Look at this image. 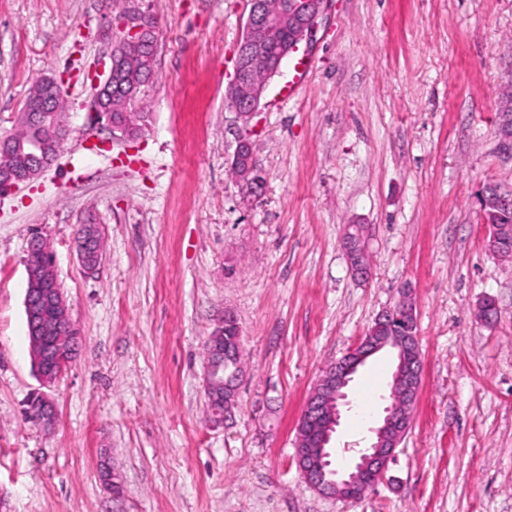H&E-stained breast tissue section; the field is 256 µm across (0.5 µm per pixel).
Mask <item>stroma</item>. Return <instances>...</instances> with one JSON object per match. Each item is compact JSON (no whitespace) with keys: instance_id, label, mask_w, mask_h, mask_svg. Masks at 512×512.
<instances>
[{"instance_id":"35a3bbf8","label":"stroma","mask_w":512,"mask_h":512,"mask_svg":"<svg viewBox=\"0 0 512 512\" xmlns=\"http://www.w3.org/2000/svg\"><path fill=\"white\" fill-rule=\"evenodd\" d=\"M132 6L157 20L156 82L127 143L90 126L87 71L106 13ZM247 14L246 0H0V136L37 78L70 76L57 159L0 194V512H512V259L490 251L478 203L512 185L496 137L512 0H327L297 95L277 101L281 70L245 127L224 92ZM243 132L256 192L230 172ZM84 224L102 237L93 275ZM352 224L368 228L365 280L343 248ZM35 226L81 333L51 430L22 416L40 386L24 311ZM405 289L423 363L409 430L362 499L323 496L297 470V422ZM227 315L243 375L216 426L204 345ZM393 368L383 351L356 374L340 465L367 446ZM105 455L121 496L99 480Z\"/></svg>"}]
</instances>
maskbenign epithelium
Listing matches in <instances>:
<instances>
[{"instance_id": "obj_1", "label": "benign epithelium", "mask_w": 512, "mask_h": 512, "mask_svg": "<svg viewBox=\"0 0 512 512\" xmlns=\"http://www.w3.org/2000/svg\"><path fill=\"white\" fill-rule=\"evenodd\" d=\"M327 0H249L241 40L237 48L234 74L225 89V98L238 119L247 126L257 114L267 84L251 79L255 57L251 52L260 49L275 37L286 25L293 31V40L283 56L266 58L264 63L269 74L280 71L282 57L299 51L301 44L312 41L318 29ZM143 14L137 10H126L108 18L101 31L107 42L109 62H101L89 72L94 81V96L89 106L90 122L109 130L112 137L135 141L139 134L131 132L127 125L112 113V101L118 100L127 109L138 105L142 88L124 77V51L136 48L143 40L146 26ZM65 78L45 76L35 95L26 100L22 116L29 129L39 134L26 141L15 142L0 138V155L9 156L14 152H26L27 161L22 166L0 165V193L21 183L38 178L56 160V142L63 133L65 112L60 90ZM231 169L239 171L240 181L262 183L264 177L258 168L251 145L247 138L238 141L231 161ZM39 237L31 236L27 247L26 272L28 287L24 299L25 315L30 335L37 339H53L61 330V323L50 321L44 310L51 307L66 310L62 291L58 283L54 264L42 262L39 251ZM94 248L93 239L84 236L77 241L78 260L90 274L98 270L99 264L89 262L88 256ZM344 249L352 270L366 277L369 270L360 259L364 253L360 233L348 232L344 238ZM208 354L203 367V386L210 408L217 415L224 416L235 405L238 384L232 380L224 383V397L216 395L219 387L218 372L224 366V357L230 349L224 342V324H219L207 341ZM382 350L392 352L398 361L390 384V402L383 408L378 425L372 429L373 438L368 447L358 452L357 458L348 466L334 461L333 435L340 425L343 407L349 405L348 387L353 381L352 371L367 356ZM54 354L43 352L35 361V372L44 388L52 387L59 379V373L51 367ZM422 383V361L415 335L369 337L361 354L355 358L341 359L329 365L319 382L313 388L302 416L311 417L319 424L308 439L296 442L295 459L301 478L318 493L327 497L356 499L366 494L383 477L395 456V449L409 429V412L417 400ZM40 417L38 422L51 427L57 420V409L47 393L38 392Z\"/></svg>"}]
</instances>
